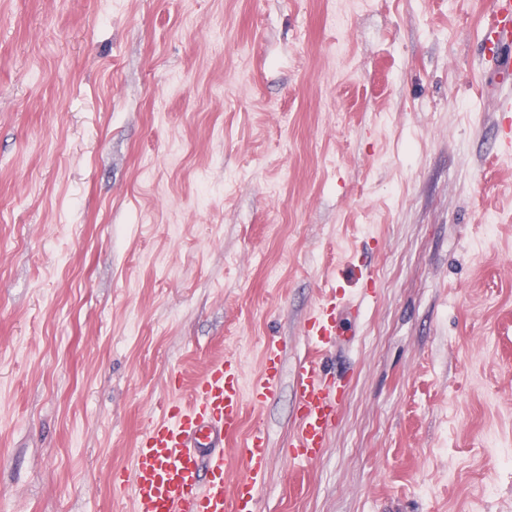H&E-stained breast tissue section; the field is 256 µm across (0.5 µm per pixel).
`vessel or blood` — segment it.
<instances>
[{
	"label": "vessel or blood",
	"instance_id": "b4317fda",
	"mask_svg": "<svg viewBox=\"0 0 512 512\" xmlns=\"http://www.w3.org/2000/svg\"><path fill=\"white\" fill-rule=\"evenodd\" d=\"M482 24L502 84L495 109L512 112V61L503 56L512 46V0H491ZM341 306L335 295H327L304 327L308 354L294 385L297 415L289 442L294 460L315 461L327 448L342 390L325 359L336 341ZM280 363L279 348L269 344L261 376L247 387L235 361L214 362L195 383L190 402L170 401L159 418L145 425L130 469L113 476L115 487L130 490L132 512H257L269 443L258 428L240 436L243 401L248 398L261 406L275 396ZM235 465L244 475L232 482L227 474Z\"/></svg>",
	"mask_w": 512,
	"mask_h": 512
}]
</instances>
